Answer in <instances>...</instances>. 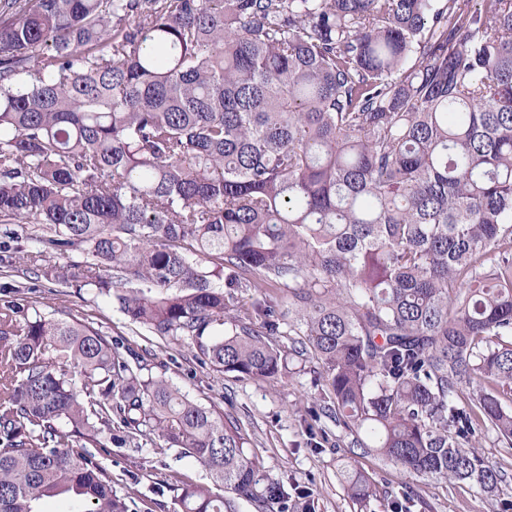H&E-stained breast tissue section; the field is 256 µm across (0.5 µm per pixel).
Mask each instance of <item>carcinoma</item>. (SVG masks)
Segmentation results:
<instances>
[{
	"mask_svg": "<svg viewBox=\"0 0 512 512\" xmlns=\"http://www.w3.org/2000/svg\"><path fill=\"white\" fill-rule=\"evenodd\" d=\"M0 224L35 247L3 274L79 251L41 276L217 372L279 379L288 324L359 456L506 481L476 443L512 442V0H0ZM116 418L224 489L182 485L180 512H285L234 416L0 307V512H133L92 452Z\"/></svg>",
	"mask_w": 512,
	"mask_h": 512,
	"instance_id": "cac0c4a2",
	"label": "carcinoma"
}]
</instances>
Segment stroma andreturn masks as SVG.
<instances>
[{"label":"stroma","instance_id":"1","mask_svg":"<svg viewBox=\"0 0 512 512\" xmlns=\"http://www.w3.org/2000/svg\"><path fill=\"white\" fill-rule=\"evenodd\" d=\"M16 284V290L0 291V304L16 301L22 315L30 316L35 301L49 297L56 317L93 323L120 351H132L189 398L230 412L249 435V451L267 476L287 488L288 512H389V502L405 492L414 499L412 512H503L512 503V446L492 431L482 436V451L509 477L491 498L469 486L410 473L373 456L355 457L333 419L311 416L305 398L316 392L320 368L315 359L292 355L291 336L273 339L288 354V373L271 385L213 371L201 363L194 345L130 323L117 306L92 293L75 288L54 293L51 283L30 272L17 277ZM96 454L111 470L117 490L133 498L138 512H178V488L211 482L192 458L161 447L154 437L141 439L136 448L112 444ZM348 466L368 476L376 486V497L362 505L351 500L343 476Z\"/></svg>","mask_w":512,"mask_h":512}]
</instances>
